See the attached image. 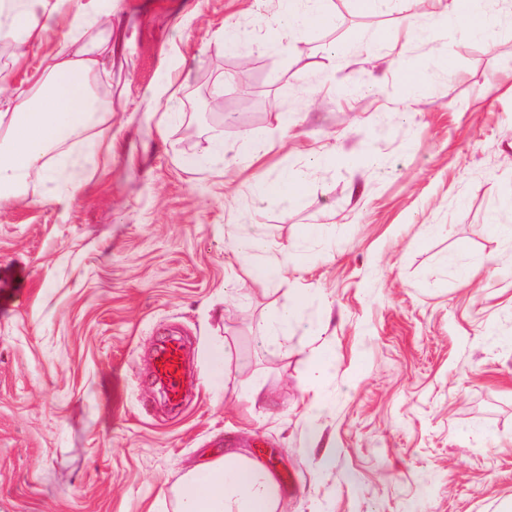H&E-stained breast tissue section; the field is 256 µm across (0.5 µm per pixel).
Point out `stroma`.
<instances>
[{
    "label": "stroma",
    "mask_w": 512,
    "mask_h": 512,
    "mask_svg": "<svg viewBox=\"0 0 512 512\" xmlns=\"http://www.w3.org/2000/svg\"><path fill=\"white\" fill-rule=\"evenodd\" d=\"M332 7L335 28L281 47L264 38L276 0H112L111 160L75 196L0 202V512H168L186 469L232 451L274 472L280 512L512 499V8L487 0L488 40L434 28L414 0ZM410 20L422 39L397 38ZM61 36L17 64L1 41L10 85ZM288 167L305 202L254 203ZM236 224L311 258L253 281L226 260ZM307 224L321 239L300 242ZM292 288L312 303L265 345ZM167 336L187 345L176 409L152 378Z\"/></svg>",
    "instance_id": "1"
}]
</instances>
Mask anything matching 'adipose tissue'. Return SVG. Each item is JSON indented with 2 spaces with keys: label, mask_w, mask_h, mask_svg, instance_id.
<instances>
[{
  "label": "adipose tissue",
  "mask_w": 512,
  "mask_h": 512,
  "mask_svg": "<svg viewBox=\"0 0 512 512\" xmlns=\"http://www.w3.org/2000/svg\"><path fill=\"white\" fill-rule=\"evenodd\" d=\"M485 0H448L435 12V24L458 28L466 35L490 36L493 22ZM332 0H279L267 26L270 43L285 46L302 30L335 24ZM101 13L84 0H0V39H8L15 59H23L52 27L64 35L44 61L38 75L8 93L0 92V202L27 197L30 189L43 195H73V172L87 173L92 161L112 157L107 116L112 103L95 93V81L107 67L112 50L107 42L89 39L101 26ZM89 140L80 135L87 129ZM307 191V177L289 168L273 181L257 186V198L278 197L296 204ZM273 244L261 225H242L229 248L232 261L264 283L287 281L291 267L303 261L299 252L272 256ZM303 288L289 291L286 307L268 317L264 343L278 344L308 305ZM173 512H279V484L272 473L246 455L230 452L186 470L173 489Z\"/></svg>",
  "instance_id": "1"
}]
</instances>
